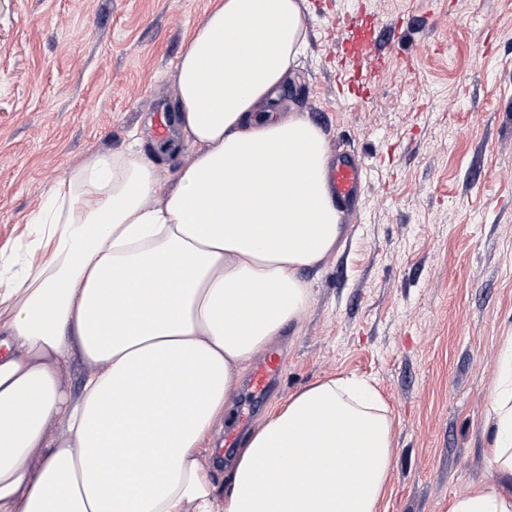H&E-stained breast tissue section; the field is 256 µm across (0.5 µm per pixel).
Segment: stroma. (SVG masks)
I'll list each match as a JSON object with an SVG mask.
<instances>
[{"label": "stroma", "instance_id": "1", "mask_svg": "<svg viewBox=\"0 0 512 512\" xmlns=\"http://www.w3.org/2000/svg\"><path fill=\"white\" fill-rule=\"evenodd\" d=\"M399 45L377 41L376 79L337 66L332 24L351 0H303L308 47L284 112L354 150L364 192L341 252L306 272L312 298L269 344L284 372L260 402L238 388L224 418L250 426L302 387L367 379L394 424L387 512H448L489 482L486 448L512 333V0H360ZM215 0H0V272L71 166L126 149L133 131L160 178L189 145L154 137L176 108V63Z\"/></svg>", "mask_w": 512, "mask_h": 512}]
</instances>
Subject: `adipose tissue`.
<instances>
[{
	"label": "adipose tissue",
	"instance_id": "adipose-tissue-1",
	"mask_svg": "<svg viewBox=\"0 0 512 512\" xmlns=\"http://www.w3.org/2000/svg\"><path fill=\"white\" fill-rule=\"evenodd\" d=\"M299 0H217L176 65L193 160L161 181L140 138L72 166L0 288V512H386L393 422L366 379L314 382L210 443L255 354L308 308L304 270L348 229L321 129L282 116ZM492 399L493 481L448 512H512V336ZM87 371L78 391L63 374Z\"/></svg>",
	"mask_w": 512,
	"mask_h": 512
}]
</instances>
